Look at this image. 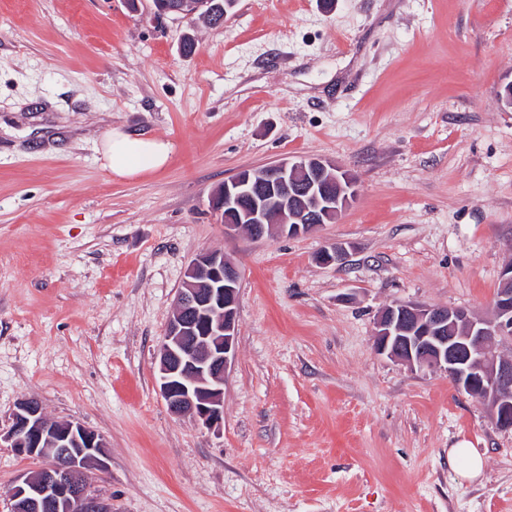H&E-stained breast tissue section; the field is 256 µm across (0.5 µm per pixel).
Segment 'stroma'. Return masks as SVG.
Wrapping results in <instances>:
<instances>
[{"instance_id":"stroma-1","label":"stroma","mask_w":512,"mask_h":512,"mask_svg":"<svg viewBox=\"0 0 512 512\" xmlns=\"http://www.w3.org/2000/svg\"><path fill=\"white\" fill-rule=\"evenodd\" d=\"M124 0H0V429L16 404L105 442L112 512H512V432L374 349L378 312L491 316L512 261V0H237L223 27ZM193 36L196 49L180 44ZM121 126L168 165L103 167ZM301 157L355 196L311 233L226 238L212 194ZM340 245L343 263L321 259ZM238 264L219 430L177 417L158 345L188 265ZM468 442L482 475L460 478ZM46 459L0 445V512ZM448 456L453 462L459 476L466 480L478 478L484 468V458L475 448H470L468 443H461L455 448H450Z\"/></svg>"}]
</instances>
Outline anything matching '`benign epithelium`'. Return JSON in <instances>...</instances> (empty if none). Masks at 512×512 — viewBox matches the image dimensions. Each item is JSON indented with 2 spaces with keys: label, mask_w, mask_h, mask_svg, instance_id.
Here are the masks:
<instances>
[{
  "label": "benign epithelium",
  "mask_w": 512,
  "mask_h": 512,
  "mask_svg": "<svg viewBox=\"0 0 512 512\" xmlns=\"http://www.w3.org/2000/svg\"><path fill=\"white\" fill-rule=\"evenodd\" d=\"M201 0H175L160 10L186 22ZM269 182H254L242 170L224 182L216 212L236 215L225 234L241 229L261 238L274 228L298 236L317 228L308 224L329 212L338 215L340 170L316 158L266 167ZM240 272L233 257L206 251L191 261L175 312L158 348V385L170 412L191 414L208 429L223 422L224 376L234 358ZM492 317L420 303H393L376 319V351L410 369L430 368L448 375L459 388L489 404L496 426L512 432V356L494 347L512 333V262L501 272ZM17 453L45 456L51 466L20 480L11 491L13 512H112L111 504L90 491L87 468L103 466L102 438L74 422L48 420L39 403L21 401L0 442Z\"/></svg>",
  "instance_id": "7a95c632"
}]
</instances>
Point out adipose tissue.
I'll return each instance as SVG.
<instances>
[{"label":"adipose tissue","mask_w":512,"mask_h":512,"mask_svg":"<svg viewBox=\"0 0 512 512\" xmlns=\"http://www.w3.org/2000/svg\"><path fill=\"white\" fill-rule=\"evenodd\" d=\"M173 151L170 141L144 136L121 127L111 128L101 141L108 172L117 179H131L147 171L162 170Z\"/></svg>","instance_id":"1"}]
</instances>
